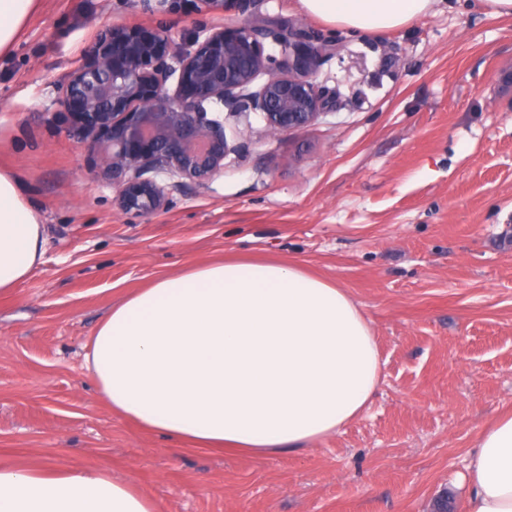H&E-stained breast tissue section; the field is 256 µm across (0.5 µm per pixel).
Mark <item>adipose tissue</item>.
Masks as SVG:
<instances>
[{
    "mask_svg": "<svg viewBox=\"0 0 512 512\" xmlns=\"http://www.w3.org/2000/svg\"><path fill=\"white\" fill-rule=\"evenodd\" d=\"M38 0H0V53ZM313 16L385 32L432 0H300ZM46 226L0 171V293L41 264ZM102 403L185 450L256 457L300 451L361 416L381 376L377 338L344 288L294 265L210 261L114 305L88 344ZM469 512H512V412L481 430ZM0 512H158L107 470L0 465Z\"/></svg>",
    "mask_w": 512,
    "mask_h": 512,
    "instance_id": "1",
    "label": "adipose tissue"
}]
</instances>
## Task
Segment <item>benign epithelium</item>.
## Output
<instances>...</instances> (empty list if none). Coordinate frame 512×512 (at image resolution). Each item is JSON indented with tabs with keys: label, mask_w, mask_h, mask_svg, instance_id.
Wrapping results in <instances>:
<instances>
[{
	"label": "benign epithelium",
	"mask_w": 512,
	"mask_h": 512,
	"mask_svg": "<svg viewBox=\"0 0 512 512\" xmlns=\"http://www.w3.org/2000/svg\"><path fill=\"white\" fill-rule=\"evenodd\" d=\"M267 39L278 54L266 52ZM340 49L291 24L246 19L180 39L167 28L107 26L53 105L67 117L66 136L98 157L95 179L116 187L118 206L138 218L168 204L158 177L204 187L224 172V121L208 117L212 108L258 111L271 131L286 132L336 106L338 89L317 77Z\"/></svg>",
	"instance_id": "7a95c632"
}]
</instances>
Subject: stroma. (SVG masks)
<instances>
[{
  "label": "stroma",
  "instance_id": "stroma-1",
  "mask_svg": "<svg viewBox=\"0 0 512 512\" xmlns=\"http://www.w3.org/2000/svg\"><path fill=\"white\" fill-rule=\"evenodd\" d=\"M254 21L337 38L318 79L339 105L273 135L225 116L223 174L133 218L52 115L58 87L111 23L188 36L221 14L194 0H41L0 59V168L48 228L41 265L0 296V460L104 469L159 512H466L480 430L512 410V17L435 0L389 32L299 0H251ZM302 266L345 288L377 338L369 409L269 458L184 452L100 402L86 344L113 305L205 261Z\"/></svg>",
  "mask_w": 512,
  "mask_h": 512
}]
</instances>
